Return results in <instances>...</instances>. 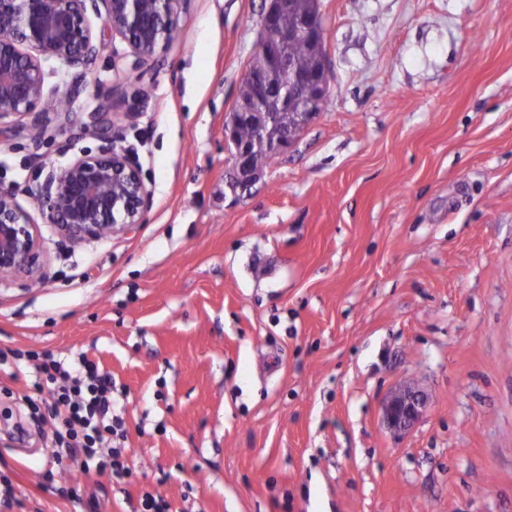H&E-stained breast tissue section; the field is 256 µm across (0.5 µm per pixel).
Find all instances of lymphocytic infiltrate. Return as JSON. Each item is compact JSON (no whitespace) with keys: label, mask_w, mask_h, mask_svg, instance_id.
Listing matches in <instances>:
<instances>
[{"label":"lymphocytic infiltrate","mask_w":512,"mask_h":512,"mask_svg":"<svg viewBox=\"0 0 512 512\" xmlns=\"http://www.w3.org/2000/svg\"><path fill=\"white\" fill-rule=\"evenodd\" d=\"M27 357L34 362L35 389L46 394L43 404H32L31 409H46L60 425L51 452L53 464L74 466L83 474L108 470L118 477L131 476L127 455L111 445L123 426L113 411L111 378L83 355L71 362L48 351H31Z\"/></svg>","instance_id":"f902f5d3"}]
</instances>
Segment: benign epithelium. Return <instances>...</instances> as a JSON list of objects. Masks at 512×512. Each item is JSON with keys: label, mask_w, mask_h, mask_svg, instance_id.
<instances>
[{"label": "benign epithelium", "mask_w": 512, "mask_h": 512, "mask_svg": "<svg viewBox=\"0 0 512 512\" xmlns=\"http://www.w3.org/2000/svg\"><path fill=\"white\" fill-rule=\"evenodd\" d=\"M186 0H0V126L21 122L42 126L51 101L45 93L43 62L56 60L67 72L83 73L97 60L102 38L90 14L103 18L104 29L120 36L139 69L167 42L177 28ZM286 0H270L263 14L257 51L275 68L288 64V43L307 39L326 45V28L318 13L290 34L278 27L277 14ZM251 95L235 107L224 125V145L231 154V192L245 190L259 174L260 163L250 147L236 137V125L251 122L257 128L270 120V100L278 98L280 111L295 112L294 126L273 145L283 153L321 111L331 90L328 63L313 73L295 72L290 82L271 91L270 79L249 76ZM148 192L139 169L122 149L97 154L82 152L60 169H50L34 191L44 223L53 225L70 241L103 238L129 232L141 223ZM44 252L36 224L15 200L0 188V280L39 279ZM430 405V396L417 384L394 388L381 404L382 420L395 435L407 433Z\"/></svg>", "instance_id": "1"}]
</instances>
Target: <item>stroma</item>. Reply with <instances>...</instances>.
<instances>
[{
    "label": "stroma",
    "mask_w": 512,
    "mask_h": 512,
    "mask_svg": "<svg viewBox=\"0 0 512 512\" xmlns=\"http://www.w3.org/2000/svg\"><path fill=\"white\" fill-rule=\"evenodd\" d=\"M264 9L186 0L136 71L109 35L83 76L46 61L71 111L38 141L0 132V188L46 259L0 282V349L97 362L135 463L61 496L32 367L0 365V512H131L147 491L173 512H512V0H320L330 95L235 197L224 125ZM96 109L108 137L80 132ZM113 146L141 224L62 240L41 168ZM407 382L431 401L397 437L380 405Z\"/></svg>",
    "instance_id": "35a3bbf8"
}]
</instances>
